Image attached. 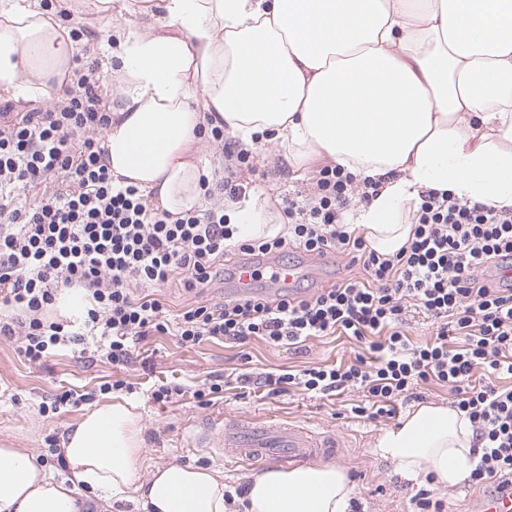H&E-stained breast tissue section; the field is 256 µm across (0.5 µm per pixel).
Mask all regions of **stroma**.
<instances>
[{
  "mask_svg": "<svg viewBox=\"0 0 512 512\" xmlns=\"http://www.w3.org/2000/svg\"><path fill=\"white\" fill-rule=\"evenodd\" d=\"M243 177L248 188L264 189L277 200L309 195L315 181L311 172L295 175L280 148L271 144L252 149L250 168ZM360 350V344L344 336L315 338L298 349L273 348L254 340L243 350L210 340L183 347L170 336H149L139 343L132 364L119 370L93 349L79 346L59 350L43 365L33 366L15 342L0 339V448L29 449L45 471L67 474L68 465L58 464L52 448L87 407L69 406L54 414L40 412V404L63 390L82 393L101 382L120 379L126 383L123 397L142 416L144 470L173 459L215 468L225 484L240 486L242 476L261 471V464L228 461L214 449L195 447L194 422L218 413L274 419L339 437L342 446L330 462L348 474L360 512H410L415 485L401 479L395 464L373 448L377 435L390 427V420L354 417L350 408L357 398L350 394L312 397L297 390L272 394L263 384L266 373L300 370L316 363H347ZM231 372L249 373L247 387L227 389L222 398L206 406L196 402L193 392L210 374ZM163 383L181 384L184 396L173 403L154 402L151 394Z\"/></svg>",
  "mask_w": 512,
  "mask_h": 512,
  "instance_id": "1",
  "label": "stroma"
}]
</instances>
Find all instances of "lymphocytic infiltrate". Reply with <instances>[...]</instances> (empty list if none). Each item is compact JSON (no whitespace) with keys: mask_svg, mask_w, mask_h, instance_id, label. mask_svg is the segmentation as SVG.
<instances>
[{"mask_svg":"<svg viewBox=\"0 0 512 512\" xmlns=\"http://www.w3.org/2000/svg\"><path fill=\"white\" fill-rule=\"evenodd\" d=\"M111 120L93 61L76 69L61 98L24 112L0 101V337L32 364L92 338L120 369L149 336L240 347L346 336L364 346L353 362L269 373L265 385L274 394L360 393L365 402L351 412L372 421L395 417L418 386L448 387L475 434L468 485L512 480V284L494 276L512 263L511 210L425 195L411 241L382 255L342 220L348 206L369 201L370 183L326 166L311 197L284 207L285 234L243 239L221 199L175 218L137 187L117 185L104 147ZM291 247L336 254L355 271L310 295L197 301L175 314L159 294L175 280L208 288L227 255L272 258ZM66 288L83 291L87 305L80 316L52 319ZM412 311L431 319L433 339L407 336ZM478 372L487 385L473 384Z\"/></svg>","mask_w":512,"mask_h":512,"instance_id":"1","label":"lymphocytic infiltrate"}]
</instances>
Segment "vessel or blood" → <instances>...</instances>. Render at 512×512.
I'll return each mask as SVG.
<instances>
[{"label":"vessel or blood","mask_w":512,"mask_h":512,"mask_svg":"<svg viewBox=\"0 0 512 512\" xmlns=\"http://www.w3.org/2000/svg\"><path fill=\"white\" fill-rule=\"evenodd\" d=\"M255 261L242 260L234 269V293L246 294L256 285ZM269 267L276 287H294L307 273L306 263L272 260ZM200 448H213L232 459L281 463H309L336 453L341 443L335 435L318 433L292 424H257L237 416L217 417L195 434ZM479 512H512V487H493L480 499Z\"/></svg>","instance_id":"vessel-or-blood-1"}]
</instances>
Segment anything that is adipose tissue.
<instances>
[{
    "label": "adipose tissue",
    "instance_id": "adipose-tissue-1",
    "mask_svg": "<svg viewBox=\"0 0 512 512\" xmlns=\"http://www.w3.org/2000/svg\"><path fill=\"white\" fill-rule=\"evenodd\" d=\"M64 24L40 0H0V89L36 103L72 78V24L98 21L116 94L104 133L113 177L180 216L207 204L223 176L194 148L212 127L289 166H338L378 184L349 208L370 248L413 236L411 206L446 193L512 208V0H72ZM249 237L284 221L268 194L227 210ZM463 412L421 404L374 448L416 484L448 489L473 468ZM55 477L24 448H0V512H89L134 499L145 512H348L353 485L330 464L267 467L225 499L216 470L167 462L142 474L135 405L112 399L61 439ZM99 491L82 498L81 488Z\"/></svg>",
    "mask_w": 512,
    "mask_h": 512
}]
</instances>
